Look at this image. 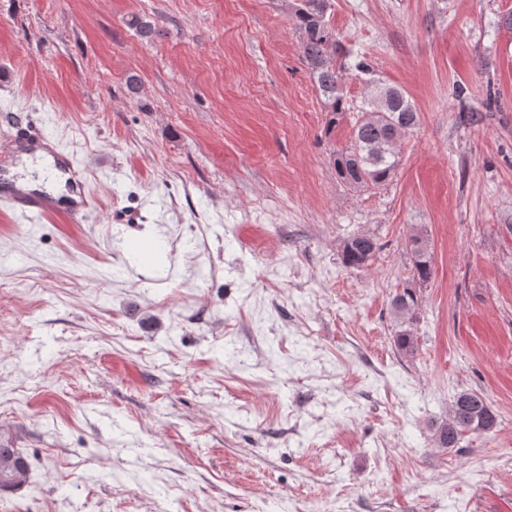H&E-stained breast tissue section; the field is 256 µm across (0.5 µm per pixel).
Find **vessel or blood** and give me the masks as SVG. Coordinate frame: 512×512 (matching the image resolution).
<instances>
[{"mask_svg": "<svg viewBox=\"0 0 512 512\" xmlns=\"http://www.w3.org/2000/svg\"><path fill=\"white\" fill-rule=\"evenodd\" d=\"M39 151L52 155L55 169L64 177L67 188L74 190V197L61 202L0 179V206L7 207L15 218L24 221L61 214L74 224L86 222L95 210L96 200L87 188L85 168L73 155L61 151L41 131L27 129L11 136L7 149L0 151V157L7 159L17 152Z\"/></svg>", "mask_w": 512, "mask_h": 512, "instance_id": "vessel-or-blood-1", "label": "vessel or blood"}]
</instances>
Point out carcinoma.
Here are the masks:
<instances>
[{"instance_id":"carcinoma-1","label":"carcinoma","mask_w":512,"mask_h":512,"mask_svg":"<svg viewBox=\"0 0 512 512\" xmlns=\"http://www.w3.org/2000/svg\"><path fill=\"white\" fill-rule=\"evenodd\" d=\"M332 0H293V25L300 39L302 61L323 98L326 127L333 131L349 111L342 89L343 66L336 56L344 52L330 22ZM138 35L153 40L159 32L140 16L128 21ZM352 70L356 76L377 88V93L363 102L354 132L348 144L333 151L331 161L336 177L353 188L382 186L400 163L396 142L418 123V113L406 93L393 86L382 87L375 71L361 55L354 57ZM411 253L410 282L425 284L434 275L433 253L429 242L414 236L407 244ZM378 249L375 238L352 235L344 243L342 261L345 267L363 268ZM393 310L406 320L413 319L418 307L416 289L404 287L392 300ZM498 424L492 407L482 395L470 390L456 394L448 409V421L435 430V441L442 448H455L465 437L488 432ZM30 463L17 448H0V491L13 492L28 481Z\"/></svg>"}]
</instances>
